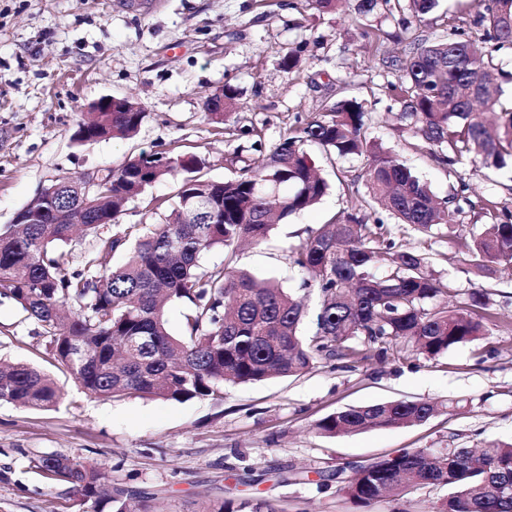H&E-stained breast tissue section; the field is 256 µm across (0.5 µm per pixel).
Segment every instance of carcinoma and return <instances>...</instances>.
I'll use <instances>...</instances> for the list:
<instances>
[{
  "mask_svg": "<svg viewBox=\"0 0 512 512\" xmlns=\"http://www.w3.org/2000/svg\"><path fill=\"white\" fill-rule=\"evenodd\" d=\"M440 0H359L369 14L379 5L398 14L400 39L412 21L433 13ZM477 24L491 46L482 51L447 21L448 35L411 39L400 59L383 62L398 71L386 86L402 104L399 120L411 137L434 148L450 168L502 169L512 158V100L492 95L493 53L512 46V0H482ZM238 92L224 87L205 103L215 130L235 112ZM143 112H99L83 124L76 141L130 139ZM371 118L355 98L325 106L303 126L289 131L268 155L229 180L199 175L198 161L179 154H140L103 177L89 195L70 178L51 185L18 211L21 224L0 229V297L14 301L42 328L56 366L88 394L104 400L130 395L186 402L224 400V384L256 383L298 375L314 364L335 361L356 370L412 348L428 360L471 342L489 326L504 323L475 290L448 306L450 283L432 269L428 253L397 238L438 237L457 245L460 262L489 277L512 264V210L483 199L469 203L465 234L457 194L438 200L389 150L367 135ZM340 157L365 155L361 174L367 195L352 212L310 230L289 255L316 292L315 334L304 337V298L271 279L235 266L244 240L261 244L275 221L300 214L329 190L306 146ZM182 179L173 201H155L156 222L122 224V207L156 183ZM381 206L394 219H369L363 210ZM92 237L80 268L68 272L56 246L73 241L75 230ZM221 247L224 261L204 265ZM126 260L109 267V258ZM168 302L187 305L183 334H170ZM59 388L51 376L25 363L0 361V402L19 408L56 406ZM438 408L422 400L348 406L318 419L326 437L370 429L414 426ZM50 483L76 488L95 512H142L100 469L73 458L39 455L29 460ZM441 486L448 497L433 512H512V441L487 450L455 446L444 454L404 449L354 469L341 491L356 512L384 498L398 500L409 487Z\"/></svg>",
  "mask_w": 512,
  "mask_h": 512,
  "instance_id": "carcinoma-1",
  "label": "carcinoma"
}]
</instances>
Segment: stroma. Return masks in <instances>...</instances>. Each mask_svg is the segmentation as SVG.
Here are the masks:
<instances>
[{
    "label": "stroma",
    "instance_id": "stroma-1",
    "mask_svg": "<svg viewBox=\"0 0 512 512\" xmlns=\"http://www.w3.org/2000/svg\"><path fill=\"white\" fill-rule=\"evenodd\" d=\"M0 0V226L60 175L119 165L140 153L173 151L196 157L214 180L237 176L297 123L324 105L358 98L382 142L433 193L447 198L459 182L472 200L512 208V170H469L456 176L417 148L385 92L394 70L380 65L363 38L390 30L383 9L359 15L357 0L326 13L303 0ZM475 0H442L410 34L432 39L447 20L481 40ZM300 49L284 71L285 50ZM343 86H335L336 78ZM239 107L216 133L204 103L225 86ZM129 97L146 116L129 140L79 144L73 139L92 104ZM308 152L330 185L313 208L272 230L267 241L242 247L238 264L257 278L296 289L300 275L288 255L310 228L329 223L356 201L347 185L366 157ZM435 255L434 269L451 280L458 299L486 289L498 312L512 317V267L496 277L466 273L456 249L435 238L410 239ZM40 327L0 298V357L48 368ZM61 401L49 410L0 403V512H93L68 484L50 486L28 460L64 454L108 473L144 501L148 512H204L229 500L241 512H354L339 492L336 470H353L406 448L438 453L448 444L481 448L512 438V327L450 349L435 360L406 353L354 371L315 364L300 376L228 385L222 402L183 403L136 396L104 401L72 377L56 373ZM460 412L435 414L409 427L325 437L313 424L346 406L428 400Z\"/></svg>",
    "mask_w": 512,
    "mask_h": 512
}]
</instances>
